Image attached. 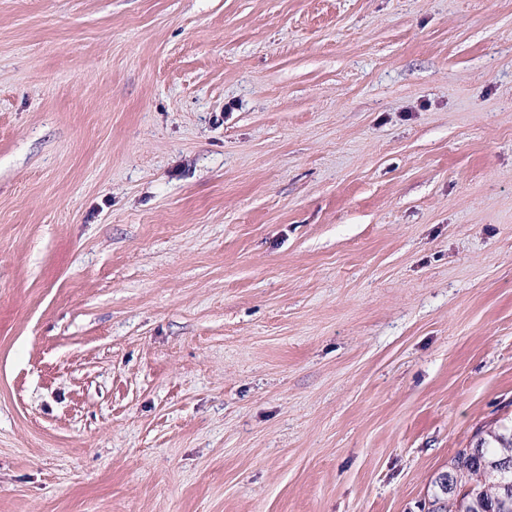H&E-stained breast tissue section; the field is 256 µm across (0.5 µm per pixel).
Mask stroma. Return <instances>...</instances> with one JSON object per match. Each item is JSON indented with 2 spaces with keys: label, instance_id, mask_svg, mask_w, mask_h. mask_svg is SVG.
I'll use <instances>...</instances> for the list:
<instances>
[{
  "label": "stroma",
  "instance_id": "stroma-1",
  "mask_svg": "<svg viewBox=\"0 0 512 512\" xmlns=\"http://www.w3.org/2000/svg\"><path fill=\"white\" fill-rule=\"evenodd\" d=\"M512 419V0H0V512H420Z\"/></svg>",
  "mask_w": 512,
  "mask_h": 512
}]
</instances>
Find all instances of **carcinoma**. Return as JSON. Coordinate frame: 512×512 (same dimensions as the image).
Here are the masks:
<instances>
[{"label": "carcinoma", "instance_id": "cac0c4a2", "mask_svg": "<svg viewBox=\"0 0 512 512\" xmlns=\"http://www.w3.org/2000/svg\"><path fill=\"white\" fill-rule=\"evenodd\" d=\"M504 459L512 462V424L506 423L481 440L477 453L462 448L451 458L460 512H512V475L501 476L496 466Z\"/></svg>", "mask_w": 512, "mask_h": 512}]
</instances>
